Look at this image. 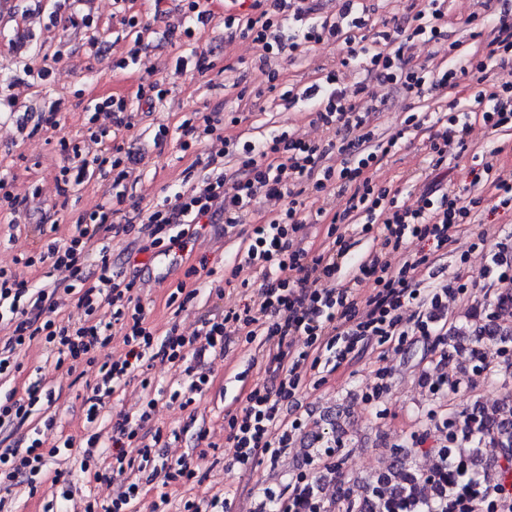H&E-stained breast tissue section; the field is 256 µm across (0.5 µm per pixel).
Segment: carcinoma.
Wrapping results in <instances>:
<instances>
[{
    "label": "carcinoma",
    "instance_id": "obj_1",
    "mask_svg": "<svg viewBox=\"0 0 512 512\" xmlns=\"http://www.w3.org/2000/svg\"><path fill=\"white\" fill-rule=\"evenodd\" d=\"M494 311L489 323L470 332L455 328L448 333V357L469 352L471 372L476 374L488 369L482 362L481 351L467 349L464 341L497 347L502 361V376L512 379V322L505 325L501 320L512 319V288L497 293ZM490 439L497 447L512 448V399L494 414L475 406L448 417V442L446 448L436 449L438 464L433 473L440 476L434 482L435 500H453L465 494L478 496L474 483H484L488 464L483 461L481 448ZM428 478L419 476L406 467L383 471L369 481L358 494L344 488L336 479V508L341 512H418L423 508L420 483Z\"/></svg>",
    "mask_w": 512,
    "mask_h": 512
}]
</instances>
